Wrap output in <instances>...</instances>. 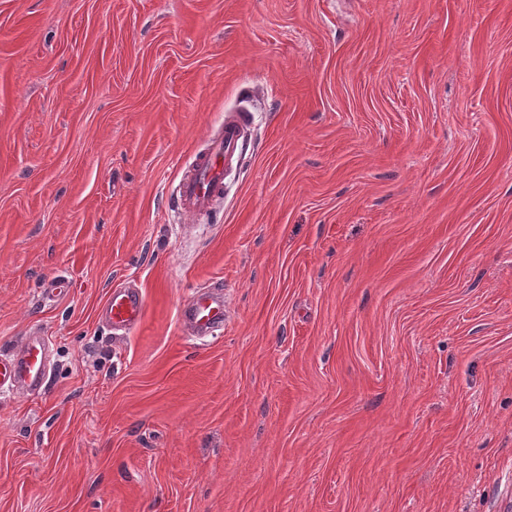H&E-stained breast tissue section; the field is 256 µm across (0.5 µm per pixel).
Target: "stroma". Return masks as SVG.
<instances>
[{
	"instance_id": "1",
	"label": "stroma",
	"mask_w": 512,
	"mask_h": 512,
	"mask_svg": "<svg viewBox=\"0 0 512 512\" xmlns=\"http://www.w3.org/2000/svg\"><path fill=\"white\" fill-rule=\"evenodd\" d=\"M31 332L0 512H512V0H0V353ZM245 110H236L225 116L217 132H214L201 154L181 178L176 194L177 208L186 216L205 214L214 198L224 191V179L228 165L245 141L249 116ZM145 297L138 288H113L101 316L114 330L129 334L141 323ZM225 316L224 297L213 290L197 292L180 309L179 320L194 335L208 336L223 329ZM49 344L44 336H32L18 351L0 358V389L19 388L30 394L40 393L46 382Z\"/></svg>"
}]
</instances>
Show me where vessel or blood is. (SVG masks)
I'll return each mask as SVG.
<instances>
[{
	"mask_svg": "<svg viewBox=\"0 0 512 512\" xmlns=\"http://www.w3.org/2000/svg\"><path fill=\"white\" fill-rule=\"evenodd\" d=\"M249 126L246 111L238 110L225 117L214 132L205 150L181 178L176 194L177 206L190 217L205 214L216 196L224 190L228 165L238 154ZM145 297L137 288L112 289L101 316L113 329L131 333L141 323ZM226 316L221 292L196 293L180 310L182 325L198 336H208L224 326ZM49 344L45 337L32 336L18 351L0 358V389L18 388L34 394L41 392L46 382V360Z\"/></svg>",
	"mask_w": 512,
	"mask_h": 512,
	"instance_id": "vessel-or-blood-1",
	"label": "vessel or blood"
}]
</instances>
